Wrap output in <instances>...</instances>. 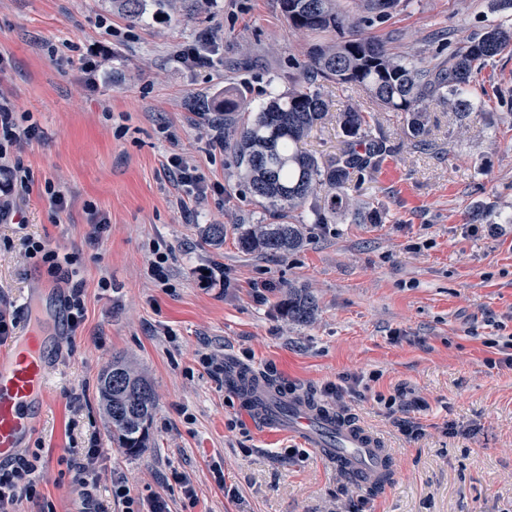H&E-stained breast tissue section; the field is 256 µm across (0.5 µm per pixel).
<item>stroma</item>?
<instances>
[{
    "instance_id": "obj_1",
    "label": "stroma",
    "mask_w": 512,
    "mask_h": 512,
    "mask_svg": "<svg viewBox=\"0 0 512 512\" xmlns=\"http://www.w3.org/2000/svg\"><path fill=\"white\" fill-rule=\"evenodd\" d=\"M507 17L492 0H400L361 33L440 62ZM204 36L211 63L195 69L180 52ZM318 41L289 28L279 0H143L135 21L114 0H0V96L19 126L40 131L9 152L29 180L8 198L19 223H0V295L25 326L29 290L43 286L49 326L63 332L52 401L28 444L41 451V490L55 512H83L90 495L124 512L110 482L91 491L62 470L65 449L92 438L98 466L133 497L162 496L169 512H512V46L477 74L470 118L427 102L421 143L406 135L403 113L372 108L354 86L312 83L329 106L303 144L319 160L347 146L337 112L372 110L370 132L388 150L344 191L381 221L314 223L319 197L289 217L304 227L300 250L243 252L242 225L273 216L239 180L215 119L225 96L255 111L308 83ZM86 58L108 61L93 86ZM174 154L198 165L205 201L185 202ZM49 184L64 209L52 206ZM102 218L107 232L89 243ZM206 224L223 225L222 245L203 242ZM28 237L74 257L85 303L77 332L56 301L69 283L26 256ZM160 254L170 264L164 285L148 270ZM266 282L272 291L256 301ZM291 285L315 296L312 323L283 315ZM205 354L377 433L389 450L387 486L356 482L297 435L255 420ZM116 356L157 397L137 455L113 443L100 406L98 379ZM330 383L345 387L343 401L325 393Z\"/></svg>"
}]
</instances>
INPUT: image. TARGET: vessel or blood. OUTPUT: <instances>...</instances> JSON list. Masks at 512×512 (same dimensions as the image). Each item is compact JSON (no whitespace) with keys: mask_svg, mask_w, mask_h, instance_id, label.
Wrapping results in <instances>:
<instances>
[{"mask_svg":"<svg viewBox=\"0 0 512 512\" xmlns=\"http://www.w3.org/2000/svg\"><path fill=\"white\" fill-rule=\"evenodd\" d=\"M47 339L36 326H27L0 348V461L10 459L33 435L39 410L50 403ZM253 402L284 398L280 388L262 375L242 371ZM291 410L287 423L304 435L310 447L323 456L344 461L361 482H375L385 459L383 442L367 430L343 425L327 411L309 406L297 398L288 399Z\"/></svg>","mask_w":512,"mask_h":512,"instance_id":"obj_1","label":"vessel or blood"}]
</instances>
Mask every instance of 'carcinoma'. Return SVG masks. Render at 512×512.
Returning a JSON list of instances; mask_svg holds the SVG:
<instances>
[{"label": "carcinoma", "mask_w": 512, "mask_h": 512, "mask_svg": "<svg viewBox=\"0 0 512 512\" xmlns=\"http://www.w3.org/2000/svg\"><path fill=\"white\" fill-rule=\"evenodd\" d=\"M280 3L289 28L325 37L310 47L311 74L324 81L356 86L383 110L404 113L414 138L428 134L424 105L429 100L446 101L463 118L474 112L470 88L475 75L512 45V26L492 25L467 37L448 60L431 64L395 55L384 42L355 33V25L337 7L336 0ZM397 6L398 0H364V22L384 17ZM327 114L328 105L320 92L293 87L273 96L259 111L241 115L238 121L225 118L224 147L233 152L237 173L253 196L284 219L280 224L241 225L242 251L276 254L300 249L304 243L302 225L288 222V214L323 189L328 205L314 213L313 223L336 222L337 215L350 209L348 197L338 189L386 151L384 141L369 135L370 115L352 107L337 115L351 146L321 166L301 144ZM202 238L209 245H221L224 225H205ZM281 310L289 320L308 324L314 319L317 302L306 289L290 287ZM99 393L118 447L131 454L144 451L157 406L149 381L126 360L115 357L99 378Z\"/></svg>", "instance_id": "obj_1"}]
</instances>
